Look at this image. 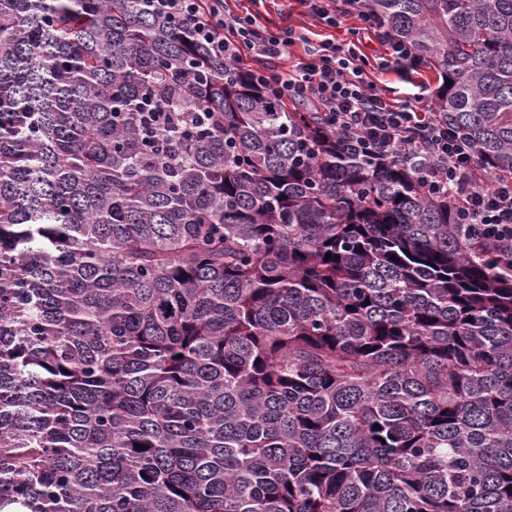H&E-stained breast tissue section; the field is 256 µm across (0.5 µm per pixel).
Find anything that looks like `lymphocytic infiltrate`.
Here are the masks:
<instances>
[{
    "mask_svg": "<svg viewBox=\"0 0 512 512\" xmlns=\"http://www.w3.org/2000/svg\"><path fill=\"white\" fill-rule=\"evenodd\" d=\"M157 11L189 25L196 40L217 56H228L237 69L248 68L253 82L272 98L302 101L331 120L333 128L352 134L356 148L390 152L408 145L425 155L438 186L459 201L461 220L474 239L512 248V178H477L476 162L434 113L420 109L422 92L387 98L362 64L355 45L325 39L308 44L306 34L288 26L271 31L256 14L237 11L236 0H154ZM305 12L325 25L340 27L347 15H357L365 33L384 46L378 68L404 76L421 64L413 48L391 42L360 0H298ZM305 43L304 55L290 49ZM279 60L283 69L270 68Z\"/></svg>",
    "mask_w": 512,
    "mask_h": 512,
    "instance_id": "lymphocytic-infiltrate-1",
    "label": "lymphocytic infiltrate"
}]
</instances>
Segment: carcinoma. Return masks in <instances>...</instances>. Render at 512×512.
<instances>
[{
    "mask_svg": "<svg viewBox=\"0 0 512 512\" xmlns=\"http://www.w3.org/2000/svg\"><path fill=\"white\" fill-rule=\"evenodd\" d=\"M362 7L511 177L512 0ZM432 181L153 0H0V512H512V251Z\"/></svg>",
    "mask_w": 512,
    "mask_h": 512,
    "instance_id": "cac0c4a2",
    "label": "carcinoma"
}]
</instances>
